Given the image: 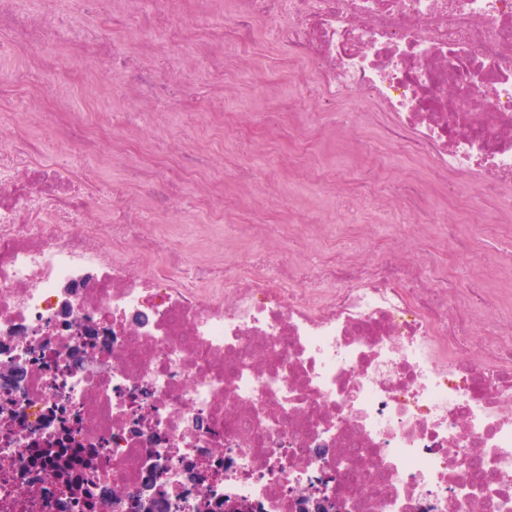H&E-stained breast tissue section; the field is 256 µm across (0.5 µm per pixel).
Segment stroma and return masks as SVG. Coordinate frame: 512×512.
Returning <instances> with one entry per match:
<instances>
[{"mask_svg": "<svg viewBox=\"0 0 512 512\" xmlns=\"http://www.w3.org/2000/svg\"><path fill=\"white\" fill-rule=\"evenodd\" d=\"M57 11L59 21L68 28L91 29L109 39L133 66L165 70V62L151 61L142 54L139 32L133 25L112 28L105 10L89 12L82 0H59ZM271 28L269 22H258L256 41L247 51L234 41H224L228 91L214 90L204 81L191 83L173 99L158 102L151 112L138 111L122 81L94 67L84 68L75 80L60 87L53 85L49 74H41V111L58 112L66 104L78 112L103 107L116 123L135 133L125 163L108 166L99 155L75 160L61 155L58 163H74L94 172L106 191L123 189L122 203L140 206L146 229L158 236L163 249L181 251L190 266L221 257L231 278L241 275L252 256L265 257L268 272L274 275L293 261L313 266L339 256L367 260L373 257L378 242L388 241L398 259L428 253L437 272L450 276L458 287L491 285L503 256L512 253V233L498 224L471 223L449 199L424 212L387 210V203L398 199L412 175L430 171L432 162L396 150L364 125L362 115L372 109L366 98L344 102L343 111L352 116L347 127L339 126L333 114L317 111L313 79H296L287 58L270 39ZM243 54L251 61L245 71L234 66ZM273 72L279 76L278 101L316 133V150L304 159V170L298 176L288 172L295 159L293 130L284 126L269 137L260 135L267 107V78ZM172 135L188 150L208 155L206 178L210 182L232 187L246 180L247 192L232 223L216 222L200 208L191 188H173L170 206L162 212L128 185V168L152 160L164 151L165 140ZM346 139L363 141L370 153L382 159L387 177L377 197L350 202L337 190L326 195L318 192L319 172H331L335 180L344 182L356 178L353 160L340 146ZM449 218L456 224L457 237L468 242L467 253L456 252L447 242L445 221ZM241 224H272L276 231L244 241L237 232ZM419 224L427 227L422 242L415 236Z\"/></svg>", "mask_w": 512, "mask_h": 512, "instance_id": "35a3bbf8", "label": "stroma"}]
</instances>
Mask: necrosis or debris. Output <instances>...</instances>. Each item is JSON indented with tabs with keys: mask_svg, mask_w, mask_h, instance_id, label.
<instances>
[{
	"mask_svg": "<svg viewBox=\"0 0 512 512\" xmlns=\"http://www.w3.org/2000/svg\"><path fill=\"white\" fill-rule=\"evenodd\" d=\"M183 0H153L170 26L152 54L192 43L193 60L162 79L130 71L94 31V67L126 79L141 111L214 60L215 33L186 19ZM225 33L251 40L277 22L276 44L309 72L318 106L350 95L387 118L383 138L435 161L433 178L402 210L435 197L466 207L512 181V0H222ZM0 53L55 69L59 28L26 0H0ZM478 69L490 97L460 99L455 74ZM42 146L0 128V359L29 363L12 411L0 413V512H130L150 487L168 512H298L289 489L332 459L330 499L345 512H512V270L497 287L457 288L426 260L383 255L277 280L251 261L227 281L223 264L190 279L175 250L160 251L140 212L100 224L106 197L86 175L59 168L61 152L119 162L129 141L83 112H38ZM478 139H470L469 131ZM172 170L133 168L129 180L166 206ZM112 335L98 333L101 315ZM140 325H129L130 317ZM488 335L473 341L476 318ZM31 330L27 341L18 330ZM361 448L365 480L348 465ZM67 462L68 476L58 465ZM153 485H146L147 474ZM91 481L85 495L68 480Z\"/></svg>",
	"mask_w": 512,
	"mask_h": 512,
	"instance_id": "4bbe7bcc",
	"label": "necrosis or debris"
}]
</instances>
